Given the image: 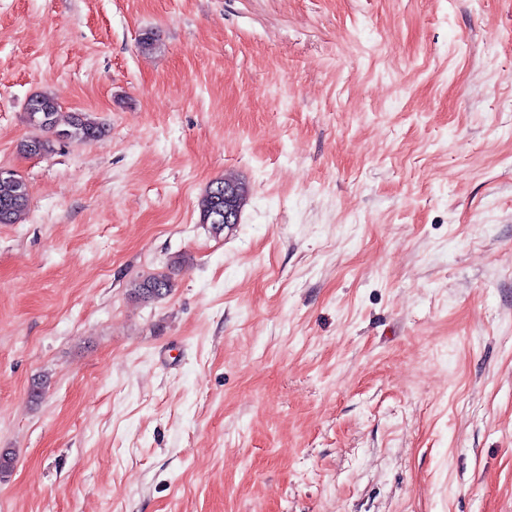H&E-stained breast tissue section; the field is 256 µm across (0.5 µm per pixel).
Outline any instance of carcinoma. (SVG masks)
Segmentation results:
<instances>
[{
  "mask_svg": "<svg viewBox=\"0 0 512 512\" xmlns=\"http://www.w3.org/2000/svg\"><path fill=\"white\" fill-rule=\"evenodd\" d=\"M29 125L42 135H33L19 144L21 152L28 155L49 154L53 142L45 137L51 133L59 139L86 143L102 134V127L86 112L73 113L67 128L58 129L59 105L53 95L40 92L29 97L26 103ZM233 185L238 190L239 208L243 209L250 199V188L239 176L226 173L212 180L198 201L199 221L210 225L216 235L224 232V221L217 214L224 212V186ZM30 193L26 182L18 175L0 176V224H17L27 213ZM131 293L143 302H151L168 295L174 288L171 273L167 271L149 274L130 285Z\"/></svg>",
  "mask_w": 512,
  "mask_h": 512,
  "instance_id": "cac0c4a2",
  "label": "carcinoma"
}]
</instances>
